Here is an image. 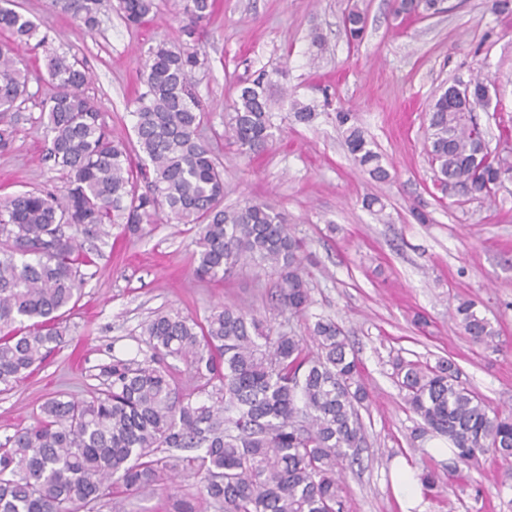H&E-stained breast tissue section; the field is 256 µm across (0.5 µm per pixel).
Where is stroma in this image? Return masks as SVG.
Listing matches in <instances>:
<instances>
[{"label":"stroma","mask_w":512,"mask_h":512,"mask_svg":"<svg viewBox=\"0 0 512 512\" xmlns=\"http://www.w3.org/2000/svg\"><path fill=\"white\" fill-rule=\"evenodd\" d=\"M154 17L128 25L113 10L94 31L74 23L53 0H18L38 26L40 45H22L31 98L8 147H0V198L43 186L63 187L61 172L44 159L40 103L51 92L46 70L51 52L64 51L87 68L86 92L97 101L113 136L133 141L134 100L143 92L142 50L159 41L181 44L185 19L177 0H157ZM392 0H217L200 25L205 67L192 78L207 109L203 137L224 163L225 204H276L296 236L307 243L304 261L311 304L292 316L273 306L277 276L271 269L238 265L219 281H202L193 269L196 232L159 216L141 236L80 235L91 259L86 286L67 314V342L11 391L0 393V443L33 424L41 404L64 391L87 395L100 386L113 360L150 354L143 324L156 311L176 309L204 320L217 306L243 308L277 329L304 336L316 318L335 320L348 334L369 398L362 411L368 447L341 483L345 512H512V487L493 455L475 469L452 475L440 451L445 437L424 431L393 378L396 358L455 363L461 378L492 406L512 410V181L494 205L445 197L433 184L428 161L427 113L433 99L455 81L469 80L482 62L498 88V111L478 112L498 140L512 127V15H497L492 0H446V12L396 19ZM367 16L361 41L348 42L342 18L352 8ZM323 36L311 44L312 32ZM283 70L289 90L318 104L308 125L292 113L275 114L274 139L261 154L244 156L224 127L240 85L259 70ZM353 113L372 138L390 178L372 181L353 162L336 121ZM378 196L387 220L364 205ZM429 216L420 224L412 215ZM499 329L503 348L472 342L452 314L461 300ZM427 318L414 322L415 313ZM415 474L434 467L439 484L414 503L399 500L396 463ZM214 512L196 479L129 495L113 489L98 512H176L182 501Z\"/></svg>","instance_id":"35a3bbf8"}]
</instances>
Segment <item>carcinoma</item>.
<instances>
[{
	"instance_id": "carcinoma-1",
	"label": "carcinoma",
	"mask_w": 512,
	"mask_h": 512,
	"mask_svg": "<svg viewBox=\"0 0 512 512\" xmlns=\"http://www.w3.org/2000/svg\"><path fill=\"white\" fill-rule=\"evenodd\" d=\"M88 29L112 0H54ZM445 0H394L397 18L445 11ZM187 41L210 17L215 0H179ZM135 24L157 9L155 0H117ZM365 16L347 13L348 40L363 37ZM0 29L16 45H0V146L14 114L31 98L17 46L29 44L37 25L0 0ZM207 62L196 46L159 42L145 51L144 85L131 115L138 162L129 144L112 137L86 93L88 70L56 53L47 70L53 86L41 101L45 159L66 178L64 189L21 191L0 202V392L65 342L64 317L85 285L80 233L107 236L121 226L142 233L162 208L197 228L195 275L217 280L250 258L277 276L276 305L304 314L311 303L302 265L304 242L286 215L267 202L224 206V168L200 137L205 108L192 84ZM265 70L242 87L227 123L242 154H256L273 139V116L285 102L277 78ZM491 80L476 76L448 86L428 113L429 155L440 190L468 200L494 201L512 179L509 135L490 147L474 112L488 104ZM299 124L315 108L296 99ZM347 149L370 179L389 180L382 157L349 112L337 113ZM459 324L471 340L498 349L499 330L462 301ZM152 350L143 361L117 360L103 387L85 398L58 393L40 417L0 445V512H94L118 486L129 494L179 477L197 479L199 494L220 512H344L339 477L358 460L366 436L359 407L368 398L348 338L331 319L311 329L314 347L239 309L218 306L204 321L159 311L142 327ZM184 360L202 384L196 395L173 396L167 359ZM409 409L453 445L448 470L496 456L512 469V413L493 409L462 381L450 361L394 364ZM200 450L196 456L178 450Z\"/></svg>"
}]
</instances>
